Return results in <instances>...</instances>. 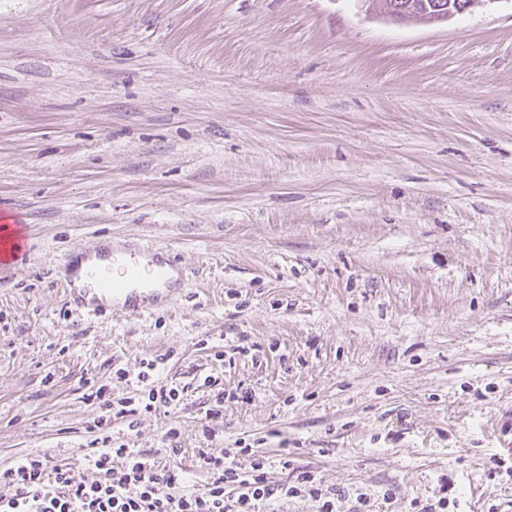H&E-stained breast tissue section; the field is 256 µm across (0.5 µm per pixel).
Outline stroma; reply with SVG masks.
Segmentation results:
<instances>
[{"instance_id":"1","label":"stroma","mask_w":512,"mask_h":512,"mask_svg":"<svg viewBox=\"0 0 512 512\" xmlns=\"http://www.w3.org/2000/svg\"><path fill=\"white\" fill-rule=\"evenodd\" d=\"M2 216L29 238L0 269V466L90 475L84 381L133 396L116 370L167 352L180 400L111 435L178 426L188 489L242 439L343 512H512V0H0ZM104 237L176 255L175 304L71 311L54 270ZM436 1V2H434ZM405 0L404 2L408 6L407 10V22H417V23H429V18L425 13L427 9L432 10V14L434 16L432 23L439 22H448L451 18L455 17L456 14H462L469 12L470 10H474L478 7H485L491 3H494L495 0H456L455 7L452 3L455 0ZM432 5L431 9V4Z\"/></svg>"}]
</instances>
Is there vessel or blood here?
I'll return each instance as SVG.
<instances>
[{
	"instance_id": "vessel-or-blood-1",
	"label": "vessel or blood",
	"mask_w": 512,
	"mask_h": 512,
	"mask_svg": "<svg viewBox=\"0 0 512 512\" xmlns=\"http://www.w3.org/2000/svg\"><path fill=\"white\" fill-rule=\"evenodd\" d=\"M183 276V268L166 250L147 245L120 255L107 240L59 267L68 306L90 317L141 316L166 309L175 303Z\"/></svg>"
}]
</instances>
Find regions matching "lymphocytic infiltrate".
<instances>
[{
	"label": "lymphocytic infiltrate",
	"mask_w": 512,
	"mask_h": 512,
	"mask_svg": "<svg viewBox=\"0 0 512 512\" xmlns=\"http://www.w3.org/2000/svg\"><path fill=\"white\" fill-rule=\"evenodd\" d=\"M167 355L136 360L132 368L117 372L118 379H136L142 391L134 397L111 400L105 387L86 393L99 401L102 416L91 427L95 438L88 454L93 478L51 457H25L0 469V512H256L275 500L309 498L318 512H338L335 490L323 486L312 471L297 469L281 482L269 480L264 459L242 468L239 457L249 447L227 448L220 453L199 449V461L208 475L204 489L188 491L177 467L150 454L114 444L107 433L112 421L136 427L139 415L173 406L178 388L152 380Z\"/></svg>",
	"instance_id": "lymphocytic-infiltrate-1"
}]
</instances>
